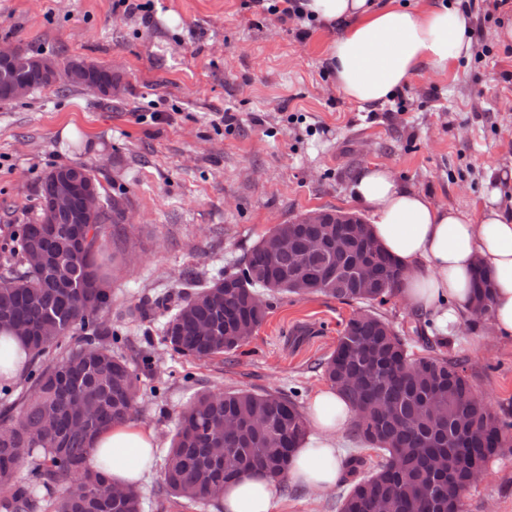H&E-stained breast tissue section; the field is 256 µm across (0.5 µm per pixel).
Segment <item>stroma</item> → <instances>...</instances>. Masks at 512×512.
Masks as SVG:
<instances>
[{
  "label": "stroma",
  "mask_w": 512,
  "mask_h": 512,
  "mask_svg": "<svg viewBox=\"0 0 512 512\" xmlns=\"http://www.w3.org/2000/svg\"><path fill=\"white\" fill-rule=\"evenodd\" d=\"M150 23L118 0H0V48L112 67L117 98L53 86L0 103V261L19 225L35 223L43 177L94 169L131 222L106 272L116 351L139 377L134 423L167 450L178 419L204 391L295 395L326 387L319 367L364 304L325 295H266L267 317L232 356L179 357L161 341L169 310L239 269L275 225L313 209L371 220L352 198L356 172L394 171L434 204L477 213L482 190L512 169V44L498 41L512 7L472 12L474 51L423 73L394 98L360 108L336 86L331 29L281 22L249 0H145ZM306 39H298L299 29ZM234 113L233 125L219 119ZM166 298V307L154 306ZM374 312L415 355L463 360L474 393L512 422V343L487 318L443 347L394 296ZM150 365H143V354ZM346 484L312 493L284 485L281 512H338ZM462 512H512V447L462 495Z\"/></svg>",
  "instance_id": "1"
}]
</instances>
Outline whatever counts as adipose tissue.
Wrapping results in <instances>:
<instances>
[{
    "label": "adipose tissue",
    "instance_id": "adipose-tissue-1",
    "mask_svg": "<svg viewBox=\"0 0 512 512\" xmlns=\"http://www.w3.org/2000/svg\"><path fill=\"white\" fill-rule=\"evenodd\" d=\"M301 11L335 27L329 64L342 94L359 106L389 101L421 71H444L470 56V19L455 0H300ZM512 179L488 182L477 215L433 204L401 184L383 166L361 169L354 199L374 222L373 239L408 276L399 294L437 333L454 336L474 318L472 276L484 268L493 283L491 331L512 341ZM356 418L354 407L334 388L316 390L308 405L309 430L290 457L288 482L310 491L328 490L345 472L342 438ZM158 449L152 430L114 425L94 441L89 458L104 466L112 483L139 486ZM280 485L247 471L225 483L222 512H276Z\"/></svg>",
    "mask_w": 512,
    "mask_h": 512
}]
</instances>
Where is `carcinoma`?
Wrapping results in <instances>:
<instances>
[{
  "instance_id": "1",
  "label": "carcinoma",
  "mask_w": 512,
  "mask_h": 512,
  "mask_svg": "<svg viewBox=\"0 0 512 512\" xmlns=\"http://www.w3.org/2000/svg\"><path fill=\"white\" fill-rule=\"evenodd\" d=\"M57 172L99 185L85 165ZM121 223V200L114 198L78 230L63 217L50 224L44 214L17 229L15 262L0 278V317L28 330L19 340L31 393L0 411V512H143L140 491L107 495L111 482L86 464L93 440L131 419L140 390L137 373L112 349V328L101 320L112 293L98 256L107 225L119 233ZM278 232L288 237V249L260 240L243 268L177 304L164 323L163 344L198 361L236 353L244 343L239 327L257 329L266 318L258 289L297 295L293 278L300 271L310 281L307 294L348 302H382L401 286L396 261L346 224L334 225L331 238L322 224H281ZM315 238L324 239L325 251H307ZM34 248L47 263L25 262ZM472 293L474 315H489L492 284L482 270L474 273ZM203 323L216 327V335H201ZM77 327L82 342L69 346ZM321 368L356 408L355 436L382 452L370 468L360 457L349 460V491L339 512H376L381 504L388 512H458L460 490L506 445L512 423L474 394L464 362L413 357L405 339L368 310L346 322ZM306 432L305 417L283 393H201L172 436L162 471L165 493L178 502H215L224 483L245 468L281 481ZM218 434L232 449L226 464L210 451ZM25 464L27 482L19 477Z\"/></svg>"
}]
</instances>
